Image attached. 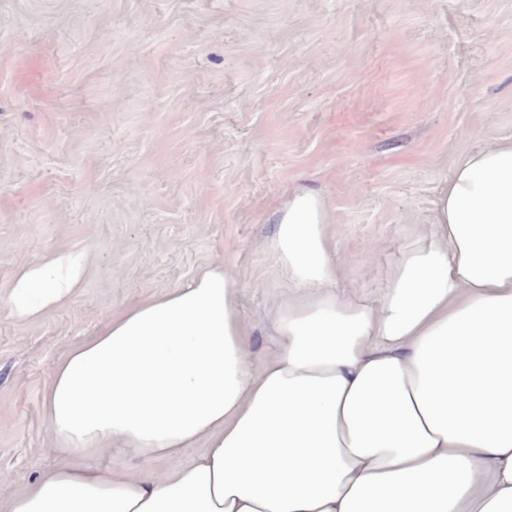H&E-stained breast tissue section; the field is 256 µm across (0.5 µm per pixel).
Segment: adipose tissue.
I'll use <instances>...</instances> for the list:
<instances>
[{
    "instance_id": "ef3b65f1",
    "label": "adipose tissue",
    "mask_w": 512,
    "mask_h": 512,
    "mask_svg": "<svg viewBox=\"0 0 512 512\" xmlns=\"http://www.w3.org/2000/svg\"><path fill=\"white\" fill-rule=\"evenodd\" d=\"M272 248L295 293L275 309L270 361L252 358L240 281L213 267L111 316L53 368L44 403L63 453L117 444L174 468L60 466L0 512H512V141L457 164L378 304L336 293L317 194L290 198ZM81 270L75 254L37 261L8 304L39 317Z\"/></svg>"
}]
</instances>
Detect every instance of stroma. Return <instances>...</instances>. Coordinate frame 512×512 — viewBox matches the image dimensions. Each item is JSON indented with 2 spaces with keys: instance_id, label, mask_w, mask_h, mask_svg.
Masks as SVG:
<instances>
[{
  "instance_id": "35a3bbf8",
  "label": "stroma",
  "mask_w": 512,
  "mask_h": 512,
  "mask_svg": "<svg viewBox=\"0 0 512 512\" xmlns=\"http://www.w3.org/2000/svg\"><path fill=\"white\" fill-rule=\"evenodd\" d=\"M502 139L512 0H0V498L64 463L44 392L111 313L221 266L268 359L294 192L325 203L340 292L375 302ZM65 252L74 293L18 317L15 279Z\"/></svg>"
}]
</instances>
